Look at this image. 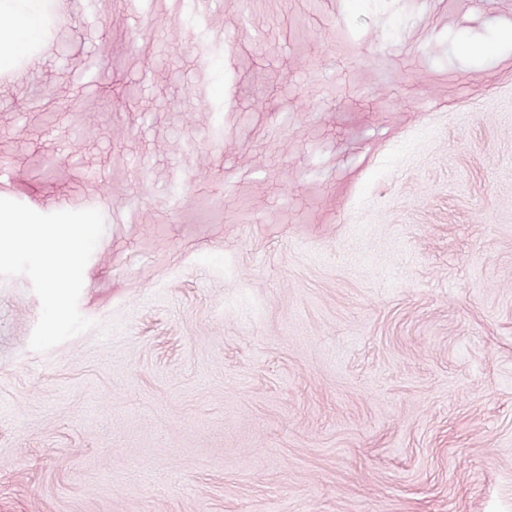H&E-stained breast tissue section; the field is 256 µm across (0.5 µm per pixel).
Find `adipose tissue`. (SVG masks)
Returning a JSON list of instances; mask_svg holds the SVG:
<instances>
[{
	"label": "adipose tissue",
	"instance_id": "adipose-tissue-1",
	"mask_svg": "<svg viewBox=\"0 0 512 512\" xmlns=\"http://www.w3.org/2000/svg\"><path fill=\"white\" fill-rule=\"evenodd\" d=\"M54 244L51 252H40V259L53 271L56 282H63L74 268V260L84 246L82 237L60 229L56 224L31 227L28 218L17 213L0 212V238L15 244L29 243L33 235Z\"/></svg>",
	"mask_w": 512,
	"mask_h": 512
}]
</instances>
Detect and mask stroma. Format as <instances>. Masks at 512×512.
Returning <instances> with one entry per match:
<instances>
[{
  "mask_svg": "<svg viewBox=\"0 0 512 512\" xmlns=\"http://www.w3.org/2000/svg\"><path fill=\"white\" fill-rule=\"evenodd\" d=\"M58 2L0 209L88 239L0 242V512H512V0ZM0 238L15 244H28L32 239V227L36 229L38 224L18 213L0 212ZM3 232V234H2ZM38 233L43 240L54 244V252L36 251V255L45 262L53 271L55 280L61 284L69 276L74 268V260L84 246L82 237L71 234L57 224H40Z\"/></svg>",
  "mask_w": 512,
  "mask_h": 512,
  "instance_id": "35a3bbf8",
  "label": "stroma"
}]
</instances>
